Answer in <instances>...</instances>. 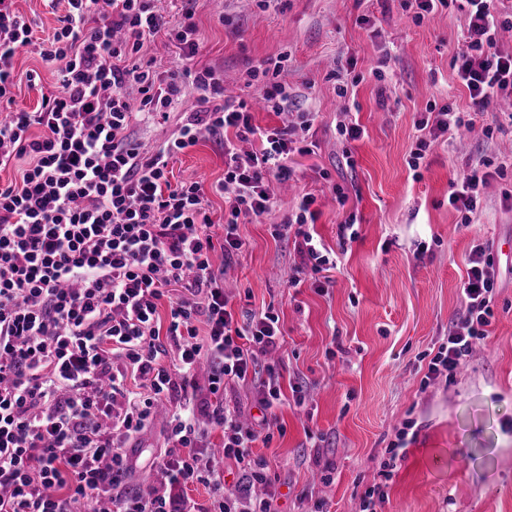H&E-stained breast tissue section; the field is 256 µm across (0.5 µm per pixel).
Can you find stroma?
Returning a JSON list of instances; mask_svg holds the SVG:
<instances>
[{
  "label": "stroma",
  "mask_w": 512,
  "mask_h": 512,
  "mask_svg": "<svg viewBox=\"0 0 512 512\" xmlns=\"http://www.w3.org/2000/svg\"><path fill=\"white\" fill-rule=\"evenodd\" d=\"M199 53L191 69L222 71L231 99L251 106L256 126L293 123L311 112L316 149L292 154L290 181L278 184L280 208L241 224L242 253L225 258L224 200L209 194L214 268L236 312L274 306L281 316L282 381L304 388L302 408L283 406L284 436L257 443L279 492L281 512H357L379 483V458L403 421L414 424L407 455L388 482L380 512H512V174L492 179L479 210L464 216L448 203L450 183L477 157L512 156V120L477 119L463 131L466 150L432 145L419 168L408 165L419 132L416 113L433 103L469 109L451 60L463 46L464 17L445 9L415 21L401 0H193ZM283 58L279 80L292 111L257 104L251 73ZM342 69L340 79L330 78ZM356 121L363 139L346 142L337 126ZM493 126L485 136V126ZM172 181L212 185L224 153L209 136L172 160ZM347 196L338 204L329 183ZM315 194V230L336 252L326 293L292 286L302 258L294 235L275 238L294 200ZM355 217L357 239L339 246V226ZM488 245L501 268L488 338L453 379L422 387L427 362L464 309L460 294L473 245ZM167 425L154 422L130 450L136 481L157 486L152 460L168 449Z\"/></svg>",
  "instance_id": "35a3bbf8"
}]
</instances>
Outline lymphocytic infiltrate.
<instances>
[{
    "instance_id": "lymphocytic-infiltrate-1",
    "label": "lymphocytic infiltrate",
    "mask_w": 512,
    "mask_h": 512,
    "mask_svg": "<svg viewBox=\"0 0 512 512\" xmlns=\"http://www.w3.org/2000/svg\"><path fill=\"white\" fill-rule=\"evenodd\" d=\"M58 15L51 36L16 0H0V169L20 164L18 180L0 183V512H280L268 462L253 451L284 426L280 371L283 342L275 309L237 318L213 267L208 193L224 199V254L246 246L241 220L276 204L273 183L288 181L290 152L314 115L260 129L244 102L226 99L214 69L193 73L199 106L177 134L145 147L136 127L166 120L182 96L178 75L161 77L139 62L145 43L165 36L180 59L199 52L192 10L171 22L159 0H44ZM465 46L453 58L474 112L453 104L418 113L423 131L409 165L432 142L473 126L485 109L512 96V54L497 47V0H464ZM57 65L58 88L42 91L37 73L18 78L17 56ZM38 90L33 111L12 105L20 80ZM224 144V177L205 189L171 183V158L202 134ZM512 161L480 157L451 183L449 204L475 212L481 190ZM302 196L292 216L298 249L313 272L335 267L310 232L320 211ZM500 269L484 244L471 249L461 295L465 311L429 360V386L453 378L488 337ZM168 316H160L161 305ZM210 398L188 393L201 366ZM251 385L260 417L241 422L228 385ZM169 407L171 450L156 459L164 488L130 483L128 444ZM223 433L220 452L204 441L199 417ZM232 464L236 490L224 491ZM203 486L207 504L185 496Z\"/></svg>"
}]
</instances>
